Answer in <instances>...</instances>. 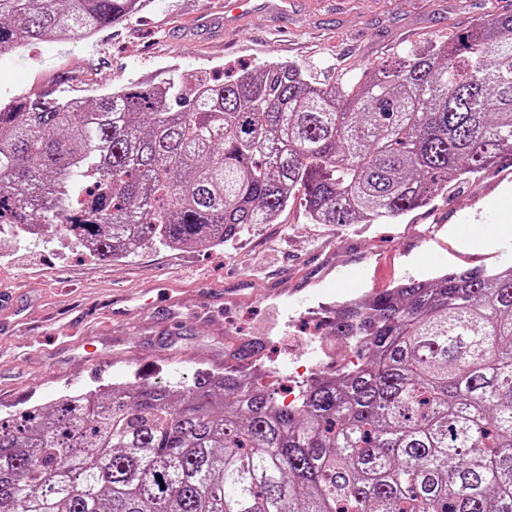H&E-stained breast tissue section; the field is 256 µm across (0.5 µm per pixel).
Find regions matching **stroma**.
<instances>
[{"label":"stroma","mask_w":512,"mask_h":512,"mask_svg":"<svg viewBox=\"0 0 512 512\" xmlns=\"http://www.w3.org/2000/svg\"><path fill=\"white\" fill-rule=\"evenodd\" d=\"M224 0H145L93 38L42 40L0 55V103L90 98L174 69L257 70L292 62L320 79L359 76L472 25L512 0H292L233 25H201ZM512 161L479 185L388 224H311L299 204L217 249L149 248L102 262L57 235L0 242V413L115 380L191 383L224 368L232 337L265 341L277 368L321 335L346 295L464 267L507 265Z\"/></svg>","instance_id":"stroma-1"}]
</instances>
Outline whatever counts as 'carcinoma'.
I'll return each mask as SVG.
<instances>
[{"label":"carcinoma","instance_id":"obj_1","mask_svg":"<svg viewBox=\"0 0 512 512\" xmlns=\"http://www.w3.org/2000/svg\"><path fill=\"white\" fill-rule=\"evenodd\" d=\"M143 0H0V50L92 37ZM512 158V14L320 82L270 62L0 107V234L100 261L233 244L297 201L387 224ZM353 370L286 405L242 365L0 416V512H512V267L408 278L336 308Z\"/></svg>","mask_w":512,"mask_h":512}]
</instances>
